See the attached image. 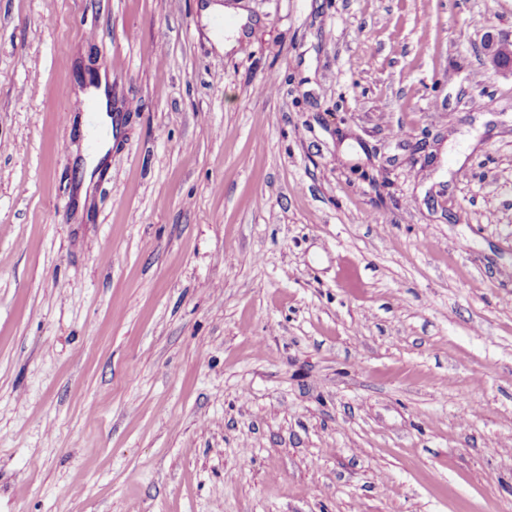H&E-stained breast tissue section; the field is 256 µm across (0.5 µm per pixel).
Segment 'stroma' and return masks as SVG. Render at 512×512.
<instances>
[{
  "label": "stroma",
  "instance_id": "35a3bbf8",
  "mask_svg": "<svg viewBox=\"0 0 512 512\" xmlns=\"http://www.w3.org/2000/svg\"><path fill=\"white\" fill-rule=\"evenodd\" d=\"M490 30L512 0H0V512H512ZM99 122L103 126L102 127L99 125L103 129V132H104L103 138H102L101 143L97 149V152L95 154V157H94L92 163L88 166L87 171H86L84 185L80 192V197H81L82 203L84 202L89 189H90V193H91L93 172L95 171V168L106 163V161H105L106 155L108 153L109 148L112 146V130H113V124H114L112 116L103 114L99 117Z\"/></svg>",
  "mask_w": 512,
  "mask_h": 512
}]
</instances>
